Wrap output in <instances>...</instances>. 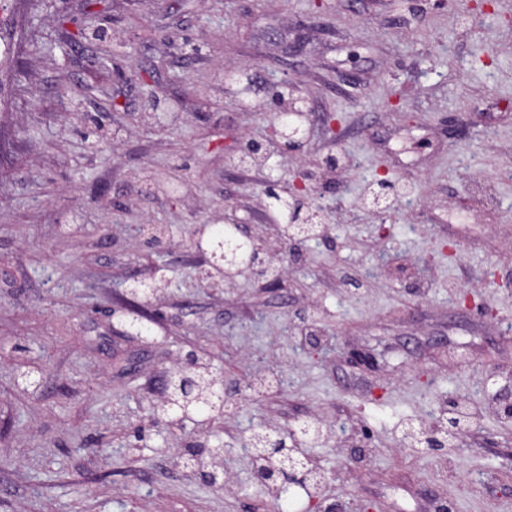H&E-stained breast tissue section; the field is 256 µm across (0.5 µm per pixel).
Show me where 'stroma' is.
<instances>
[{
  "label": "stroma",
  "instance_id": "35a3bbf8",
  "mask_svg": "<svg viewBox=\"0 0 512 512\" xmlns=\"http://www.w3.org/2000/svg\"><path fill=\"white\" fill-rule=\"evenodd\" d=\"M0 40V512H273L248 438L299 419L343 512H512L507 0H19ZM302 170L330 231L296 244L264 190ZM229 222L277 281L201 280L194 230ZM189 351L240 410L172 429L158 379ZM452 400L468 428L412 450ZM219 442L210 487L182 460ZM302 103L301 97L295 98V104L292 106L288 111L281 112L278 117V124H279V134L283 138L285 135L286 129H292V132L295 134H300L302 140L306 137V131L301 128V125L299 123L301 118L302 110H300L299 104Z\"/></svg>",
  "mask_w": 512,
  "mask_h": 512
}]
</instances>
